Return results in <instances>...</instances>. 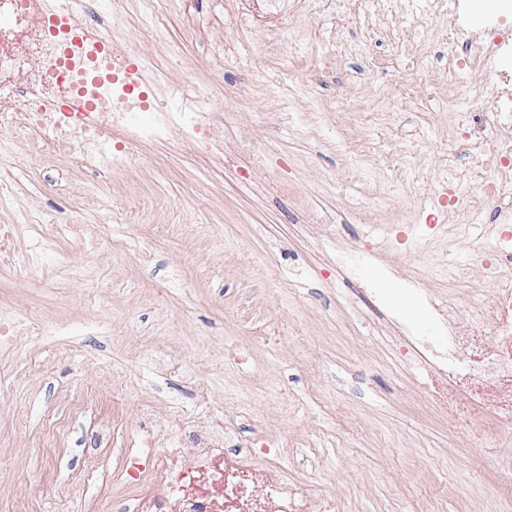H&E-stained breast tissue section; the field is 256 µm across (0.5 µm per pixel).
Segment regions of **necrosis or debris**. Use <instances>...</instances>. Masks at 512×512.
I'll use <instances>...</instances> for the list:
<instances>
[{
  "mask_svg": "<svg viewBox=\"0 0 512 512\" xmlns=\"http://www.w3.org/2000/svg\"><path fill=\"white\" fill-rule=\"evenodd\" d=\"M189 6L206 3L207 13L223 16L229 37L211 45V60L227 61L236 56L238 37L250 30L257 18L270 23L268 52L272 61L303 65L307 61L308 36L289 25L305 0H240L225 9L224 0H186ZM98 0H0V129L12 141L31 140L50 152L65 156L79 169L94 175H114L125 169L133 148L144 143L163 144L172 137L192 144L201 154L220 153L222 144L212 135L211 113L204 110L199 88L190 82L169 88L164 68L147 61L143 88L129 87L124 72L112 65L94 42L73 43L72 35L50 36L47 9L65 16L76 25L95 19L97 25L110 21L97 11ZM67 41L77 65L65 78H58L53 60L59 42ZM39 59L29 69L30 59ZM453 72L493 65L495 79L489 88H474L468 94L478 104L485 92L500 98L512 97V22L492 16L481 22L465 41L462 53L450 54ZM81 97L89 110L71 106L70 98ZM472 150L486 175L477 190L460 194L462 173L449 175L455 194L452 206L469 235L482 232L476 219L488 204L503 200L512 183V137L505 136L499 114L476 113L471 134ZM486 278L499 293L492 308L474 306L467 328L458 325L459 309L449 298L435 305L434 332L403 337L401 357L448 373L455 383L468 387L512 379V257L488 254ZM491 333L497 340L495 353L475 352L469 362L458 358L465 333ZM180 425L197 450L194 467L179 464L176 449L151 455L148 470L131 474L132 496L127 512H336V503L321 499L317 505L303 501L298 489L274 466L256 469L253 449L235 454L224 452V429L199 425L182 417ZM166 485L169 494L154 498L151 484ZM264 488L261 497L248 495L250 486Z\"/></svg>",
  "mask_w": 512,
  "mask_h": 512,
  "instance_id": "obj_1",
  "label": "necrosis or debris"
}]
</instances>
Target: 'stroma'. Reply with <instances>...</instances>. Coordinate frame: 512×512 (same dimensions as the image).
Returning <instances> with one entry per match:
<instances>
[{"label": "stroma", "instance_id": "stroma-1", "mask_svg": "<svg viewBox=\"0 0 512 512\" xmlns=\"http://www.w3.org/2000/svg\"><path fill=\"white\" fill-rule=\"evenodd\" d=\"M104 8L112 39L170 84L208 91L224 154L150 149L101 180L23 142L26 166L0 157L13 189L0 224L51 218L34 232L41 263L0 274V305L40 326L0 349V512H125L126 455L179 442L182 415L237 423L226 452L254 449L312 501L512 512L498 473L512 422L398 352L404 327L431 324L430 298L494 305L481 257L512 236L495 208L479 240L433 208L447 167L481 177L458 90L491 79L438 64L447 17L422 26L369 0L296 14L311 61L295 70L268 58L264 22L226 68L203 55L223 20L191 26L183 0H169L156 38L144 0ZM415 42L425 61L404 55ZM241 128L264 156L241 157ZM452 259L463 280L449 278ZM103 415L112 439L99 448ZM92 453L99 467L83 470Z\"/></svg>", "mask_w": 512, "mask_h": 512}]
</instances>
